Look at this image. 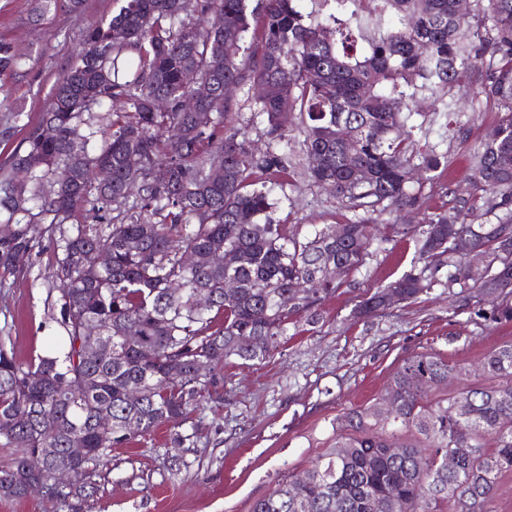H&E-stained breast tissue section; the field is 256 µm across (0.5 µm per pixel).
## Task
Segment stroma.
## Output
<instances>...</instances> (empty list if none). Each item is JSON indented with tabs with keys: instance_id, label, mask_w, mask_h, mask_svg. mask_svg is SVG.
<instances>
[{
	"instance_id": "obj_1",
	"label": "stroma",
	"mask_w": 512,
	"mask_h": 512,
	"mask_svg": "<svg viewBox=\"0 0 512 512\" xmlns=\"http://www.w3.org/2000/svg\"><path fill=\"white\" fill-rule=\"evenodd\" d=\"M118 0H81L35 18L34 0H0V40L31 57L28 73L0 75V119L6 107H22L25 124L37 123L52 88L82 44L85 30L119 10ZM456 116L462 132L449 136L443 117L425 123L423 138L448 158V168L424 183L423 205L402 213L419 224L451 212L459 197L481 198L471 155L497 123L496 105L476 87L459 91ZM271 217L289 232L306 235L326 224L356 220L333 194L300 169L281 176ZM412 242L398 237L373 246L364 265L318 307L316 320L297 314L277 352L262 362L228 359L217 369L212 397L178 425H164L112 449L94 480L98 493L81 512H251L288 474H302L326 454L336 430L353 409L372 406L403 360L430 351L466 366L467 374L446 388L453 395L480 381V359L512 342V324L471 317L458 307L445 283L409 303L355 318L351 312L369 292L409 271ZM55 253L43 238L27 273L0 281V336L11 337L17 359L43 355L65 330L59 322Z\"/></svg>"
}]
</instances>
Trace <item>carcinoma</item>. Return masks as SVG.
<instances>
[{
	"instance_id": "obj_1",
	"label": "carcinoma",
	"mask_w": 512,
	"mask_h": 512,
	"mask_svg": "<svg viewBox=\"0 0 512 512\" xmlns=\"http://www.w3.org/2000/svg\"><path fill=\"white\" fill-rule=\"evenodd\" d=\"M123 2L86 30L42 119L0 169L8 216L0 275L32 269L51 232L66 331L60 351L29 364L0 338V447L15 449L0 461L1 498L23 499L41 481L51 501L88 500L112 447L180 422L210 394L217 379H198L199 365L262 361L278 350L291 315L316 317L343 284L329 267L347 277L379 242L370 215L419 207L414 170L431 180L447 167L433 149L414 163L412 132L422 125L409 103L429 97L448 118L454 90L472 73L501 112L472 157L488 197L481 207L459 200L481 223L439 213L388 225L413 241L421 268L386 289L411 301L446 267L448 287H459L479 317L512 322V0H476L469 19L458 0H317L329 7L317 14L303 12L301 0ZM27 66L0 41V73ZM227 84L252 92L249 119L224 97ZM202 85L210 96L186 110L184 98ZM159 98L163 112L153 107ZM286 109L300 115L308 177L367 214L346 224L341 240L333 224L300 237L271 221L273 186L292 167ZM22 115L0 122L1 142L13 139ZM253 133L268 138L265 148ZM103 164L112 168L107 184L95 177ZM216 165L220 183L210 179ZM491 214L495 221L484 220ZM458 237L472 240L471 258L453 253ZM189 251L200 256L191 268L182 261ZM101 253L109 264L98 262ZM228 278L238 283L231 298ZM487 282L496 286L490 298ZM384 290L354 315L383 311ZM99 332L112 338V353L96 354ZM481 366L490 383L432 400L428 392L463 368L431 352L404 359L379 401L345 415L306 482L288 476L252 512H441L451 500L457 512H491L499 478L512 471V343ZM138 386L143 396L133 402L128 390ZM458 402L461 414L451 411ZM103 411L111 423L101 422ZM395 444L398 456L387 452ZM38 448L56 454L34 473L26 457ZM70 448L87 449L84 464L72 462ZM457 448L471 452L452 472L443 458ZM64 471L71 479L58 491Z\"/></svg>"
}]
</instances>
